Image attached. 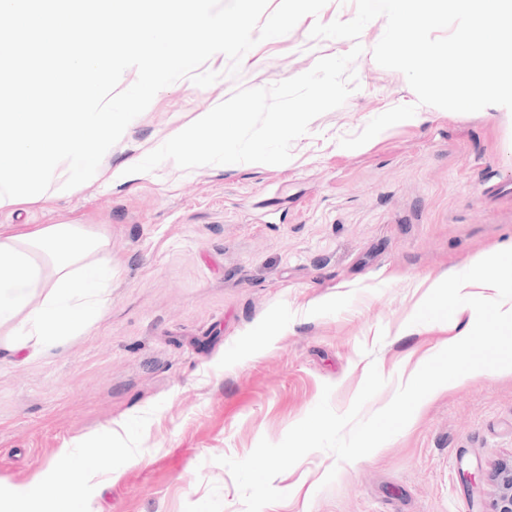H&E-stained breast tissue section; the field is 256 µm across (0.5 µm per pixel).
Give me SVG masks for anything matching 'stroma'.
I'll return each mask as SVG.
<instances>
[{"label": "stroma", "instance_id": "35a3bbf8", "mask_svg": "<svg viewBox=\"0 0 512 512\" xmlns=\"http://www.w3.org/2000/svg\"><path fill=\"white\" fill-rule=\"evenodd\" d=\"M354 0H328L288 35L247 52L238 76L226 55L201 88L161 89L107 158L156 148L241 88L303 74L318 59L365 43L356 89L309 125L281 165L238 163L193 171L172 161L124 184L86 182L72 195L0 207V228L81 224L111 237V305L83 336L45 358L0 363V495L70 449L68 483L102 449L110 472L93 512H245L217 457L242 459L260 439L280 442L332 385L346 412L370 365L386 386L363 416L384 408L409 374L460 340L473 310L450 321L411 318L431 283L512 246V117L428 107L364 146L341 138L416 100L403 73L371 52L385 22L358 40L314 39V23L354 18ZM512 459V374L449 386L395 437L353 462L315 451L278 475L284 500L263 512H490L493 489L470 490L464 471ZM332 484L323 479L330 469Z\"/></svg>", "mask_w": 512, "mask_h": 512}]
</instances>
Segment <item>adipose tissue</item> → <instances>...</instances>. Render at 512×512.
Returning a JSON list of instances; mask_svg holds the SVG:
<instances>
[{
  "mask_svg": "<svg viewBox=\"0 0 512 512\" xmlns=\"http://www.w3.org/2000/svg\"><path fill=\"white\" fill-rule=\"evenodd\" d=\"M112 267L106 233L80 224H47L14 234L0 230V355L34 361L65 338L88 333L110 305ZM72 467L61 449L50 470L0 498V512L47 501L54 512H92L88 484L64 485Z\"/></svg>",
  "mask_w": 512,
  "mask_h": 512,
  "instance_id": "adipose-tissue-1",
  "label": "adipose tissue"
}]
</instances>
